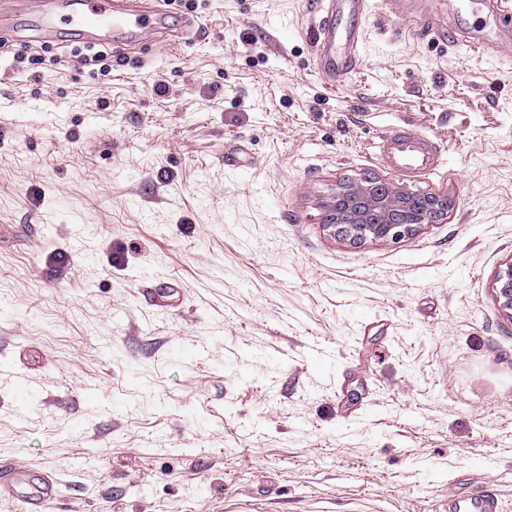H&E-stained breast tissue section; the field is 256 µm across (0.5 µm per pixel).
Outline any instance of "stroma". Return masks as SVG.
Here are the masks:
<instances>
[{"label":"stroma","mask_w":512,"mask_h":512,"mask_svg":"<svg viewBox=\"0 0 512 512\" xmlns=\"http://www.w3.org/2000/svg\"><path fill=\"white\" fill-rule=\"evenodd\" d=\"M417 2L433 33L373 0L333 87L319 0H195L106 75L73 31L37 72L0 53V372L40 396L0 379V462L58 479L49 512H512V51ZM405 124L434 173L381 165ZM367 174L453 207L350 245L326 204ZM448 512H502V510L498 500L491 495L459 491L449 500Z\"/></svg>","instance_id":"1"}]
</instances>
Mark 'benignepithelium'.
Returning <instances> with one entry per match:
<instances>
[{
  "label": "benign epithelium",
  "instance_id": "1",
  "mask_svg": "<svg viewBox=\"0 0 512 512\" xmlns=\"http://www.w3.org/2000/svg\"><path fill=\"white\" fill-rule=\"evenodd\" d=\"M329 210L334 234L343 240L398 241L448 213V198L369 176L341 186ZM497 289L502 308L512 312V263L499 273Z\"/></svg>",
  "mask_w": 512,
  "mask_h": 512
}]
</instances>
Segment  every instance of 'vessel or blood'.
<instances>
[{"instance_id": "b4317fda", "label": "vessel or blood", "mask_w": 512, "mask_h": 512, "mask_svg": "<svg viewBox=\"0 0 512 512\" xmlns=\"http://www.w3.org/2000/svg\"><path fill=\"white\" fill-rule=\"evenodd\" d=\"M165 0L152 7H142L139 0H33L31 9L45 40L57 38L68 26L84 37L115 48H124L139 40L147 31L166 26ZM370 8V0H332L315 30L316 66L329 86H336L356 68L360 21ZM381 159L406 177H417L436 170L440 163L438 149L430 139L406 128L391 130L377 145ZM448 512H502L490 495L465 491L455 493L448 502Z\"/></svg>"}]
</instances>
